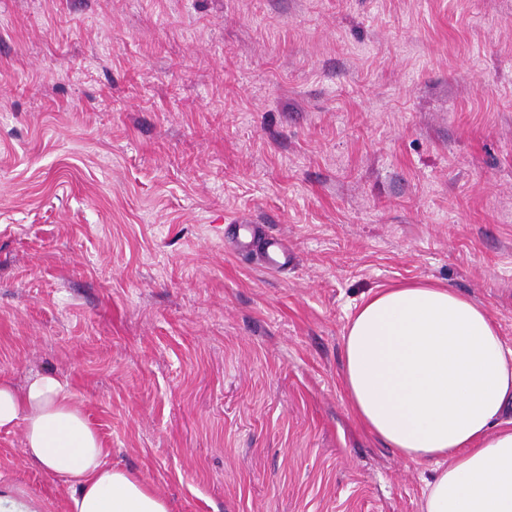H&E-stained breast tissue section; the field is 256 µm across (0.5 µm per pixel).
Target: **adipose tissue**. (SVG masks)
<instances>
[{
  "mask_svg": "<svg viewBox=\"0 0 512 512\" xmlns=\"http://www.w3.org/2000/svg\"><path fill=\"white\" fill-rule=\"evenodd\" d=\"M350 413L377 440L429 461L422 512H512V346L489 314L453 290L408 284L362 297L343 338ZM66 487L65 512H169L108 462L69 383L0 376V433Z\"/></svg>",
  "mask_w": 512,
  "mask_h": 512,
  "instance_id": "adipose-tissue-1",
  "label": "adipose tissue"
}]
</instances>
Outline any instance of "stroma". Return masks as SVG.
Listing matches in <instances>:
<instances>
[{
	"label": "stroma",
	"instance_id": "stroma-1",
	"mask_svg": "<svg viewBox=\"0 0 512 512\" xmlns=\"http://www.w3.org/2000/svg\"><path fill=\"white\" fill-rule=\"evenodd\" d=\"M424 281L512 345V0H0V374L66 379L171 512H421L342 337ZM228 225L227 233H224V241H228L235 252L247 255L257 251L270 271L277 272L288 268L291 256L283 240L276 237L261 239L255 224L238 221V224Z\"/></svg>",
	"mask_w": 512,
	"mask_h": 512
}]
</instances>
